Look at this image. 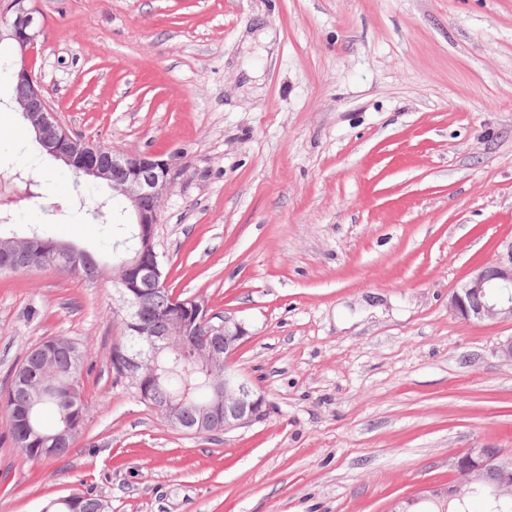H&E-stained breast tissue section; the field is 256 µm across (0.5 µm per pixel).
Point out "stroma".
<instances>
[{
  "mask_svg": "<svg viewBox=\"0 0 512 512\" xmlns=\"http://www.w3.org/2000/svg\"><path fill=\"white\" fill-rule=\"evenodd\" d=\"M35 71L71 133L172 164L167 283L244 323L233 368L265 418L191 435L112 369L120 338L93 185L69 183L0 83V170L90 281L0 274V385L85 351L82 430L33 460L0 409V512L75 492L104 512H390L470 448L512 453V322L448 299L512 238V0H32ZM48 254L49 258L46 259V261L51 264H54L59 259L73 256L75 254V249L70 244L54 242L48 247ZM89 255L90 254L87 253L86 251L76 247V254L73 256L72 261L69 264L61 266L52 265V267L60 268L75 274H78V270L83 276L87 278H95L98 276V269L96 268V266L84 265L82 268H79V266H81L84 260H93L91 258L92 256L90 255V257ZM76 262L79 264V266H77V269L75 268ZM94 262L97 263L96 261Z\"/></svg>",
  "mask_w": 512,
  "mask_h": 512,
  "instance_id": "1",
  "label": "stroma"
}]
</instances>
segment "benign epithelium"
Segmentation results:
<instances>
[{"label": "benign epithelium", "mask_w": 512, "mask_h": 512, "mask_svg": "<svg viewBox=\"0 0 512 512\" xmlns=\"http://www.w3.org/2000/svg\"><path fill=\"white\" fill-rule=\"evenodd\" d=\"M13 21L0 24V41L7 39L17 47L18 60L13 78L28 89V96L43 101V107L31 112L25 101H18L23 116L30 120L43 150L56 160L77 170L85 177H99L105 169L112 170V181L106 183L112 193L128 201L131 223L135 224L137 247L128 252L121 262L125 274L124 285L117 289L120 309L129 317L128 323L143 344L131 352L119 347L115 359L120 362L123 377L137 389L141 400L147 396V379L158 368L159 362L181 349L183 337L189 336L198 325V319L207 314V303L197 297L189 298L190 305L178 310L175 318L165 324L152 321L138 306L140 285L160 287L166 283L161 270L154 236L158 224L160 202L171 183L169 161L157 155L114 150L105 153L102 147L71 134L59 121L55 111L44 102L38 78L34 72L32 53L36 45L33 9L29 0H10L7 5ZM501 253L491 263L476 266L464 285L453 291L448 307L464 319H501L512 322V239L500 243ZM47 262L53 264L75 254L73 246L54 242L48 247ZM210 338L194 351L193 360L212 373H219L217 383L208 399L196 405L197 423L194 433L207 432L215 422L224 425L222 431L247 427L266 416L267 403L263 394L254 390L246 379L231 370L230 364L243 340L248 335L245 325L230 318L210 326ZM167 422L186 430L184 403L174 400L163 408ZM65 429L41 435V449L52 456L56 449L70 438ZM451 467L454 479L445 492L450 498H466L488 474L496 476L490 494L495 497L512 495V456L496 450L470 448L453 457Z\"/></svg>", "instance_id": "7a95c632"}]
</instances>
